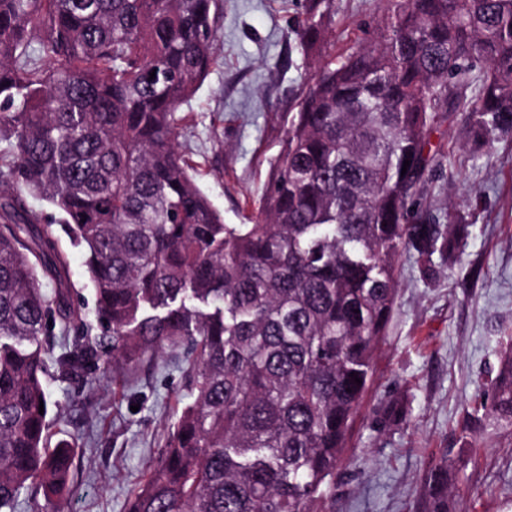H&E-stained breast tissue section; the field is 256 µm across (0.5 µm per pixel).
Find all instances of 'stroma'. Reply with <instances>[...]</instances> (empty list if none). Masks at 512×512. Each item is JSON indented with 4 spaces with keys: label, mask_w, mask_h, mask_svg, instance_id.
Listing matches in <instances>:
<instances>
[{
    "label": "stroma",
    "mask_w": 512,
    "mask_h": 512,
    "mask_svg": "<svg viewBox=\"0 0 512 512\" xmlns=\"http://www.w3.org/2000/svg\"><path fill=\"white\" fill-rule=\"evenodd\" d=\"M305 3L222 0L218 61L179 114L182 149L225 223H251L283 115L309 71L289 38ZM387 8V0H330L335 29L323 55L358 46ZM429 140L451 163L429 173L421 206L441 215L455 199L470 234L461 261L437 264L433 276L414 252L399 258L396 303L336 471L334 512H419L425 469L443 453L464 465L453 488L459 512H512V427L466 426L512 349V136L477 142L466 113L455 112ZM60 243L73 297L93 315L84 253L68 237ZM46 391L52 429L75 456L65 512H126L187 400L180 362L163 355L133 378L98 367L73 381L53 376Z\"/></svg>",
    "instance_id": "1"
}]
</instances>
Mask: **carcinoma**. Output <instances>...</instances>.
Listing matches in <instances>:
<instances>
[{"label": "carcinoma", "instance_id": "obj_1", "mask_svg": "<svg viewBox=\"0 0 512 512\" xmlns=\"http://www.w3.org/2000/svg\"><path fill=\"white\" fill-rule=\"evenodd\" d=\"M324 4L307 0L294 31L306 60L327 38ZM219 7L0 0V512L23 494L43 512L38 493L68 489L49 366L76 379L179 349L190 401L127 512H332L400 253L430 267L462 251L468 225L415 207L447 160L428 133L462 111L479 140L512 135V0H390L368 41L302 84L251 224L224 223L179 150ZM30 195L59 218L36 216ZM57 224L84 252L93 323ZM486 404L488 425L512 426V351ZM458 472L446 456L428 468L423 512H457Z\"/></svg>", "mask_w": 512, "mask_h": 512}]
</instances>
